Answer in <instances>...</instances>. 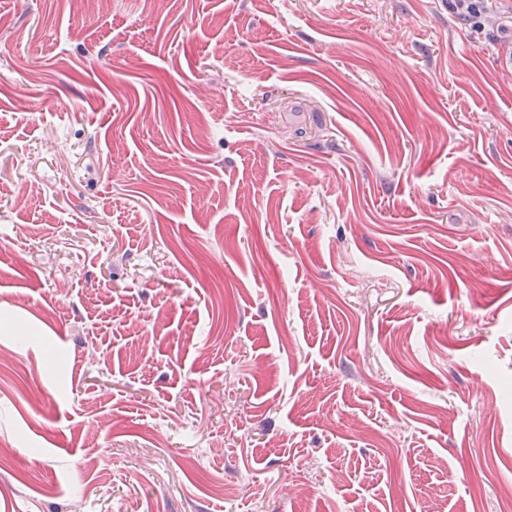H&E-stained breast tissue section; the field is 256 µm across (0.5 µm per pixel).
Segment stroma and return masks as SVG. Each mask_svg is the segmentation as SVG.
<instances>
[{"label": "stroma", "mask_w": 512, "mask_h": 512, "mask_svg": "<svg viewBox=\"0 0 512 512\" xmlns=\"http://www.w3.org/2000/svg\"><path fill=\"white\" fill-rule=\"evenodd\" d=\"M498 25L0 0V512H512Z\"/></svg>", "instance_id": "obj_1"}]
</instances>
